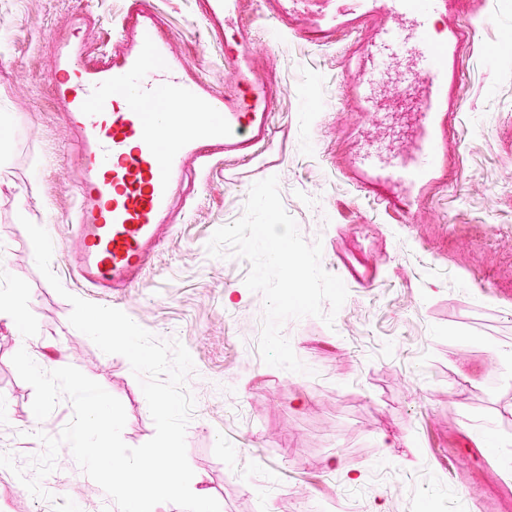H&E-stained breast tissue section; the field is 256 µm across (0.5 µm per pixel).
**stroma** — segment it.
I'll list each match as a JSON object with an SVG mask.
<instances>
[{
  "instance_id": "obj_1",
  "label": "stroma",
  "mask_w": 512,
  "mask_h": 512,
  "mask_svg": "<svg viewBox=\"0 0 512 512\" xmlns=\"http://www.w3.org/2000/svg\"><path fill=\"white\" fill-rule=\"evenodd\" d=\"M151 3L186 61L223 85L224 58L206 40L197 0ZM125 6L0 0V295L33 310L24 336L0 322V446L12 449L23 477H34L29 460L44 450L28 432L34 389L12 363L24 344L43 370L75 367L119 399L127 445L155 434L127 359L103 353L70 324L73 294L189 351L191 489L215 498L221 512H427L432 502L466 512L472 492L497 502L498 478H512V57L500 53L512 42V0L456 4L460 17L477 6L495 21L461 66L458 173L409 224L393 223L334 165L389 135L373 120L361 139L349 134L355 116L339 89L348 35L315 47L258 25L254 50L279 86L272 122L285 146H272L240 184L218 172L193 180L186 220L165 238L143 284L105 300L62 257L76 204L75 143L54 104L43 40L79 12L112 30ZM270 176L302 238L321 242L327 272L339 274L341 253L358 270L376 267L372 284L346 280L333 325L312 316L285 322L302 373L260 356L265 303L244 283L248 262L207 251L214 231L243 215L251 186ZM24 217L49 233L63 292L38 270ZM486 436L493 448L473 454L474 440ZM21 479L0 468V512H46L50 499L66 496L81 512H117L68 447L41 482L49 499L33 497Z\"/></svg>"
}]
</instances>
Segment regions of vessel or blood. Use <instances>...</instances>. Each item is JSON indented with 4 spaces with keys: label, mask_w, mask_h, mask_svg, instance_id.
<instances>
[{
    "label": "vessel or blood",
    "mask_w": 512,
    "mask_h": 512,
    "mask_svg": "<svg viewBox=\"0 0 512 512\" xmlns=\"http://www.w3.org/2000/svg\"><path fill=\"white\" fill-rule=\"evenodd\" d=\"M114 34L91 43L99 20L68 18L51 31L49 81L78 145L77 207L64 255L77 280L100 296L134 287L184 212L177 192L190 174L227 159L259 163L273 142L278 94L252 51L246 0H199L205 31L224 53L216 87L191 67L149 0H127ZM456 0H262L268 26L316 46L354 34L341 94L361 120L409 116L407 146L381 141L339 172L402 220L448 181L459 124L460 60L482 21H461Z\"/></svg>",
    "instance_id": "1"
}]
</instances>
